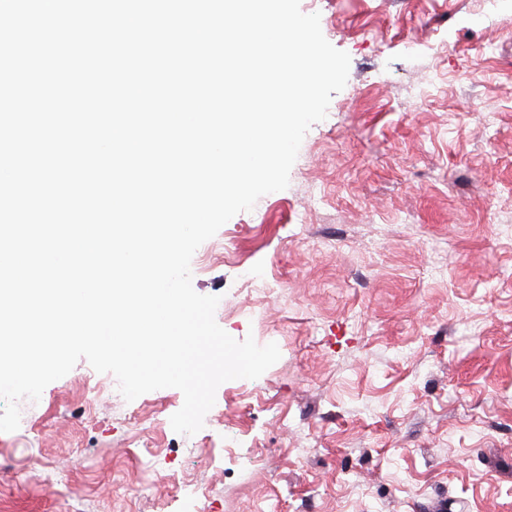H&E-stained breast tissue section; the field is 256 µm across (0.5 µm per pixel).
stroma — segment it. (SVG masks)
I'll return each mask as SVG.
<instances>
[{"mask_svg": "<svg viewBox=\"0 0 512 512\" xmlns=\"http://www.w3.org/2000/svg\"><path fill=\"white\" fill-rule=\"evenodd\" d=\"M482 5L300 0L347 84L191 261L279 360L192 435L180 390L79 360L0 432V512H512V0Z\"/></svg>", "mask_w": 512, "mask_h": 512, "instance_id": "stroma-1", "label": "stroma"}]
</instances>
